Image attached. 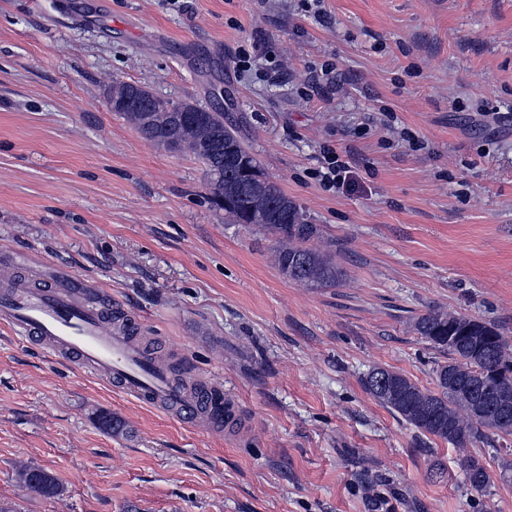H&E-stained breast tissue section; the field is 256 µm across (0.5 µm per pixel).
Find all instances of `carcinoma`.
Returning a JSON list of instances; mask_svg holds the SVG:
<instances>
[{"mask_svg":"<svg viewBox=\"0 0 512 512\" xmlns=\"http://www.w3.org/2000/svg\"><path fill=\"white\" fill-rule=\"evenodd\" d=\"M186 106L189 111L179 124L161 105L124 116L146 140L158 144L169 138V148L187 150L204 165L210 198L230 223L249 224L252 209L265 207L271 220L257 228L277 239L275 261L282 275L313 286L336 282L341 270L331 254L310 246L319 237L318 225L308 223L295 200L266 178L236 128L224 121V113L190 102ZM216 130L220 154L241 160L218 183L211 181L214 163L208 150ZM414 329L447 356L435 369V388L423 389L401 372L375 367L362 380L364 390L421 432L457 447L467 481L481 490L489 476L468 453V445L491 433L512 436V423L503 422L506 416L512 418V344L495 324L436 310L417 316ZM19 480L42 496L58 493L53 475L44 469L25 468Z\"/></svg>","mask_w":512,"mask_h":512,"instance_id":"obj_1","label":"carcinoma"}]
</instances>
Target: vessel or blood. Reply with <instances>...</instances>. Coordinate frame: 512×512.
Here are the masks:
<instances>
[{"label":"vessel or blood","instance_id":"1","mask_svg":"<svg viewBox=\"0 0 512 512\" xmlns=\"http://www.w3.org/2000/svg\"><path fill=\"white\" fill-rule=\"evenodd\" d=\"M91 284L72 278L51 286L19 280L0 291V324L21 339L51 347L65 361L106 379L113 390L177 418L221 427L228 412L215 385L186 387L137 337L135 319L110 327L111 297L87 300Z\"/></svg>","mask_w":512,"mask_h":512}]
</instances>
